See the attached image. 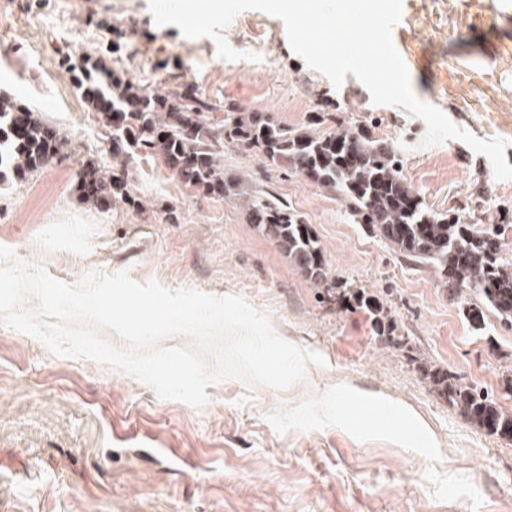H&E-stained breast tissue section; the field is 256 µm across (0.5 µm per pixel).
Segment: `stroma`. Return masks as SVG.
I'll return each instance as SVG.
<instances>
[{"label":"stroma","instance_id":"1","mask_svg":"<svg viewBox=\"0 0 512 512\" xmlns=\"http://www.w3.org/2000/svg\"><path fill=\"white\" fill-rule=\"evenodd\" d=\"M472 2L403 0L393 42L417 97L478 138L506 140L512 165V64H495L500 39L512 38V0H484L480 12ZM224 36L253 60L221 59L213 40L156 26L147 0H0V95L80 147L0 185V245L68 283L125 270L140 283L243 297L324 362L286 389L257 387L244 406L241 382L207 387L198 409L0 323V512H512V442L469 423L418 366L448 368L512 410L502 384L512 328L489 314L474 330L436 275L352 223L342 202L224 149L225 171L247 172L306 217L341 280L388 299L411 350L377 336L366 312L319 302L240 202L188 188L163 162L133 165L148 209L80 201L84 156L111 168L112 144L74 66L105 54L137 84L192 88L217 128L228 107L296 125L325 106L400 149L408 182L435 211L466 202L467 222L512 225V180L496 179L486 156L459 140L422 146L421 119L373 104L354 75L334 87L293 53L280 19L246 10Z\"/></svg>","mask_w":512,"mask_h":512}]
</instances>
